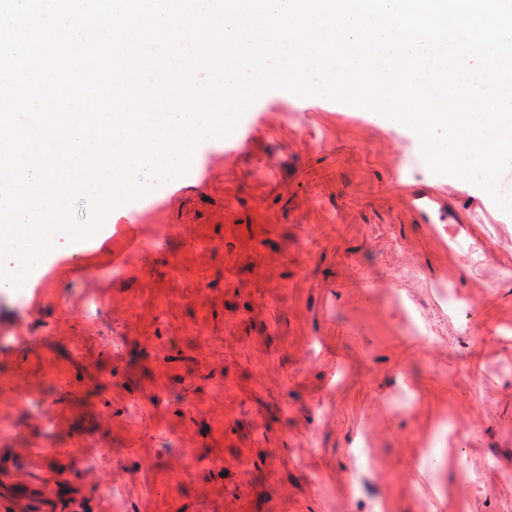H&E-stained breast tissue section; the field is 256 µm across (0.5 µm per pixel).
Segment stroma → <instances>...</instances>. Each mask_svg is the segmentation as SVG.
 <instances>
[{
    "mask_svg": "<svg viewBox=\"0 0 512 512\" xmlns=\"http://www.w3.org/2000/svg\"><path fill=\"white\" fill-rule=\"evenodd\" d=\"M240 123L239 154L0 285V501L512 512V216L348 105L272 90Z\"/></svg>",
    "mask_w": 512,
    "mask_h": 512,
    "instance_id": "stroma-1",
    "label": "stroma"
}]
</instances>
